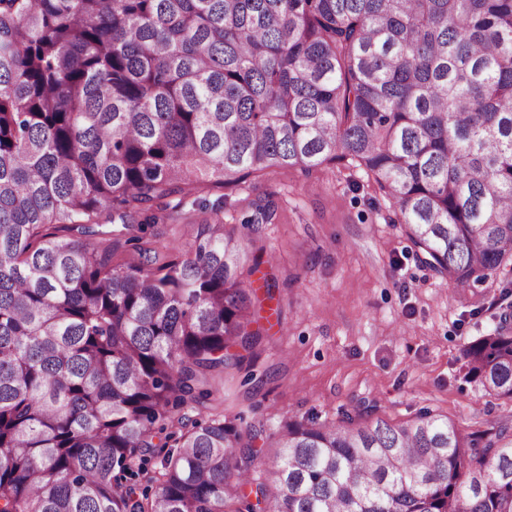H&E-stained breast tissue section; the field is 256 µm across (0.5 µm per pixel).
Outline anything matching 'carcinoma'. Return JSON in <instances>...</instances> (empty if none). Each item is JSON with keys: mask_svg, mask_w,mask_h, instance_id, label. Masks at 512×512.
Returning a JSON list of instances; mask_svg holds the SVG:
<instances>
[{"mask_svg": "<svg viewBox=\"0 0 512 512\" xmlns=\"http://www.w3.org/2000/svg\"><path fill=\"white\" fill-rule=\"evenodd\" d=\"M337 163L443 282L512 274V0H0V512H512L506 425L304 417L256 450L244 414L183 413L259 340L270 206L175 259L81 239ZM461 355L512 399L507 321Z\"/></svg>", "mask_w": 512, "mask_h": 512, "instance_id": "1", "label": "carcinoma"}]
</instances>
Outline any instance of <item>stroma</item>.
<instances>
[{"label":"stroma","mask_w":512,"mask_h":512,"mask_svg":"<svg viewBox=\"0 0 512 512\" xmlns=\"http://www.w3.org/2000/svg\"><path fill=\"white\" fill-rule=\"evenodd\" d=\"M260 200L274 215L245 245L262 262L250 278L259 316L251 328L261 339L242 365L215 374L198 417L242 412L269 434L308 415L405 421L424 411L464 433L512 426V400L468 382L461 359L464 343L512 310V286L500 275L466 291L442 283L361 169H278L230 188L201 183L173 221L148 227L139 243L113 232V260H136L143 249L176 256L187 226H241ZM266 272L277 281L270 294Z\"/></svg>","instance_id":"stroma-1"}]
</instances>
